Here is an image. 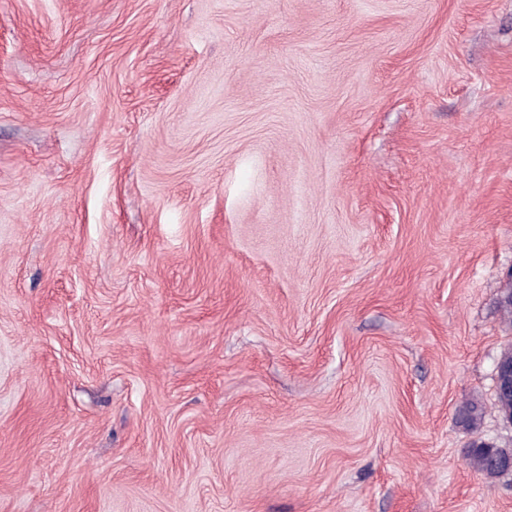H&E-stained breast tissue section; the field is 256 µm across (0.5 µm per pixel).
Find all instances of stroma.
<instances>
[{
  "label": "stroma",
  "instance_id": "1",
  "mask_svg": "<svg viewBox=\"0 0 512 512\" xmlns=\"http://www.w3.org/2000/svg\"><path fill=\"white\" fill-rule=\"evenodd\" d=\"M509 289L512 0H0V512H512ZM492 456L487 452L476 449L467 454L466 460L471 469L488 479L503 477V472L495 466Z\"/></svg>",
  "mask_w": 512,
  "mask_h": 512
}]
</instances>
